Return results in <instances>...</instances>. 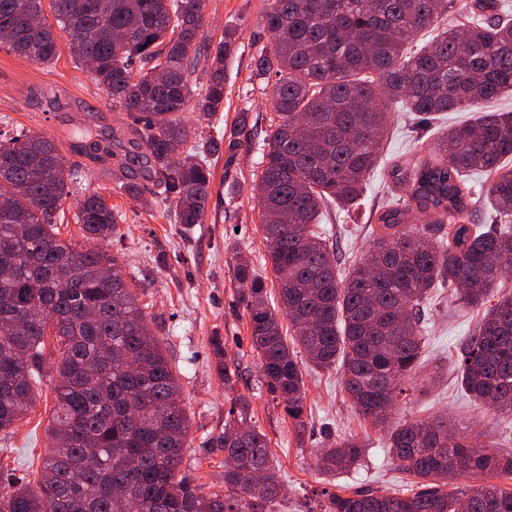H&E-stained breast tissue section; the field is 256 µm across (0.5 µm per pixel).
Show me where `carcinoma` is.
Masks as SVG:
<instances>
[{
  "mask_svg": "<svg viewBox=\"0 0 512 512\" xmlns=\"http://www.w3.org/2000/svg\"><path fill=\"white\" fill-rule=\"evenodd\" d=\"M207 0H0V43L35 63L59 55L53 28L70 36L72 58L90 66L112 106L132 120L146 145L143 179H157L173 210L191 226L205 221L211 173L206 154L219 139L205 132L224 111L226 68L237 29L203 42ZM452 0H265L266 42L254 76L273 84V117L253 190L279 308L261 276L235 261L233 277L249 318L262 380L296 427L306 410L303 361L339 369L357 414L390 421L402 383L418 369L424 337L418 312L446 284L482 315L462 348L461 383L494 413L512 414V293L494 294L512 257V111L455 125L408 170L393 177L408 197L378 216L367 254L339 273L336 248L318 229L323 208L356 207L374 171L388 109L479 112L512 94V21L474 17L443 28L422 47ZM205 73L200 84L196 71ZM183 112L197 113L187 125ZM72 151L98 161L109 153L85 129ZM0 431L37 402L46 342L59 345L48 452L37 472L0 482V512H272L282 486L266 435L246 404L231 406L224 433L206 442L240 466L224 469V492L205 494L181 471L190 419L182 386L139 297L105 246L119 234L104 195L92 191L74 212L84 247L59 224L78 169L44 134L0 133ZM491 177L488 202L501 224H471L467 178ZM412 219L423 223L406 228ZM288 326H283V321ZM224 358V387L238 380ZM388 454L419 479L415 493L370 489L333 493L324 512H512V487H454L472 474L512 476V456L487 447L448 418L392 426ZM364 448L347 437L321 449L319 469L345 471ZM258 471L261 479L250 480Z\"/></svg>",
  "mask_w": 512,
  "mask_h": 512,
  "instance_id": "obj_1",
  "label": "carcinoma"
}]
</instances>
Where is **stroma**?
<instances>
[{
    "label": "stroma",
    "instance_id": "1",
    "mask_svg": "<svg viewBox=\"0 0 512 512\" xmlns=\"http://www.w3.org/2000/svg\"><path fill=\"white\" fill-rule=\"evenodd\" d=\"M264 0H208L206 35L219 41L224 29H238V51L224 91V110L216 118L224 145L210 156L211 195L204 223L186 227L166 219L160 206L146 205L124 194L119 181L140 180L136 157L140 146L124 134L128 118L113 108L88 69L61 48L54 62L37 64L15 56L0 45V130L35 131L68 150L74 127L84 126L107 139L109 156L85 161L84 172L72 186L74 196L90 191L104 194L120 218V242L110 246L126 281L135 288L182 385L191 419L189 446L182 471L204 492L224 488V453L203 447L205 439L224 431L233 400L250 403V416L265 433L284 497L276 512H321L328 492L374 489L385 492L416 489L414 477L397 470L386 447L389 429L360 417L345 393L341 373L305 366V425L296 428L259 376L249 320L233 282L232 257L247 259L276 295L271 261L262 234L259 206L251 196L261 144L271 116V91L251 81L254 57L265 36L261 15ZM463 112H442L425 120L392 106L383 135L384 150L371 175L361 205L351 211H331L322 224L336 246L342 268L364 256L371 230L387 205L406 197V185L395 182L392 167H406L441 137L449 125L466 120ZM426 342L414 379L406 381L393 421L445 416L479 442L512 453V417L486 413L459 382L460 349L471 335L479 314L457 306L450 288L430 292L426 305ZM225 346L237 362L239 380L224 386L222 361L214 343ZM54 370H47L32 411L13 428L0 432V469L35 471L46 450V430L55 405ZM354 436L365 451L359 464L328 475L317 466V454L327 443Z\"/></svg>",
    "mask_w": 512,
    "mask_h": 512
}]
</instances>
